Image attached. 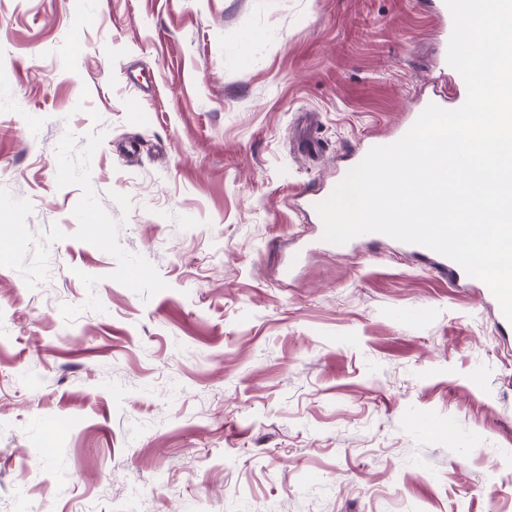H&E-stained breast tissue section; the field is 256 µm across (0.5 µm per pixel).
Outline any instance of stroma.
<instances>
[{
  "mask_svg": "<svg viewBox=\"0 0 512 512\" xmlns=\"http://www.w3.org/2000/svg\"><path fill=\"white\" fill-rule=\"evenodd\" d=\"M447 31L433 0H0V188L66 234L35 287L0 267V512H512V327L487 289L324 247L303 205L444 88ZM68 133L103 136L91 183L111 216L129 196L150 300L74 238Z\"/></svg>",
  "mask_w": 512,
  "mask_h": 512,
  "instance_id": "stroma-1",
  "label": "stroma"
}]
</instances>
